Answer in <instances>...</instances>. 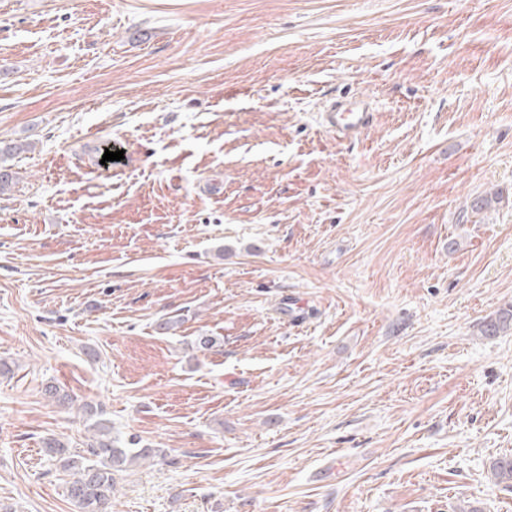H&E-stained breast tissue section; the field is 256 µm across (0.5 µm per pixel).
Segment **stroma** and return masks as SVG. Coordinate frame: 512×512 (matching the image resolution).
<instances>
[{"label": "stroma", "instance_id": "35a3bbf8", "mask_svg": "<svg viewBox=\"0 0 512 512\" xmlns=\"http://www.w3.org/2000/svg\"><path fill=\"white\" fill-rule=\"evenodd\" d=\"M0 141V512L49 382L168 451L112 512H512V0H0ZM323 124L339 138H352L362 134L372 120V109L362 98L333 102L323 113ZM30 143H5L2 145L0 142V196L4 195L10 190L14 184V175L10 166H5L3 163L8 157L14 154L28 150Z\"/></svg>", "mask_w": 512, "mask_h": 512}]
</instances>
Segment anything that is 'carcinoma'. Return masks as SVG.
Returning <instances> with one entry per match:
<instances>
[{"label":"carcinoma","mask_w":512,"mask_h":512,"mask_svg":"<svg viewBox=\"0 0 512 512\" xmlns=\"http://www.w3.org/2000/svg\"><path fill=\"white\" fill-rule=\"evenodd\" d=\"M27 149V143L0 144V196L14 184L13 172L4 165L5 160ZM508 331H512L511 309L501 311L481 326V332L486 336ZM44 448L46 455L58 461L63 470L72 472V479L65 484V493L78 507V512H107L106 505L112 499L115 485V471L166 455L163 448L121 447L119 438L112 435L111 422L106 419L95 422L93 434L82 449L61 439L46 441Z\"/></svg>","instance_id":"carcinoma-1"}]
</instances>
